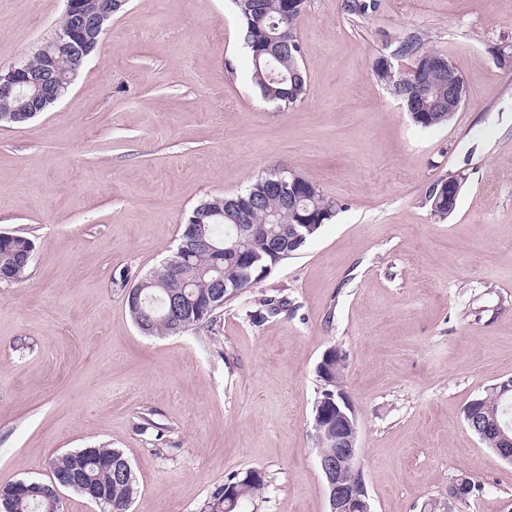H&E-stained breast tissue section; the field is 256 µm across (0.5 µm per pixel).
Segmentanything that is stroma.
<instances>
[{"instance_id":"35a3bbf8","label":"stroma","mask_w":512,"mask_h":512,"mask_svg":"<svg viewBox=\"0 0 512 512\" xmlns=\"http://www.w3.org/2000/svg\"><path fill=\"white\" fill-rule=\"evenodd\" d=\"M309 0L301 102L251 82L231 0H129L66 97L0 122V233L32 238L27 279L0 283V485L49 481L51 459L106 445L132 465V512H202L226 477L265 472L243 512H328L313 429L323 352L346 358L372 512H512V463L463 407L512 378V0ZM64 0H0V67L33 52ZM409 38L459 68L467 101L430 129L377 82ZM339 209L228 304L218 339L146 336L119 273L176 250L192 210L275 167ZM465 177L455 211L427 188ZM287 312L254 322L264 298Z\"/></svg>"}]
</instances>
